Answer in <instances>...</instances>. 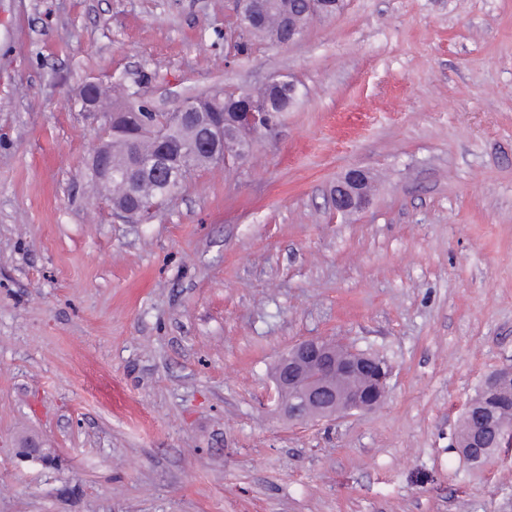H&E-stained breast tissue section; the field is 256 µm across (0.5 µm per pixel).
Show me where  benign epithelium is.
<instances>
[{"label": "benign epithelium", "instance_id": "7a95c632", "mask_svg": "<svg viewBox=\"0 0 512 512\" xmlns=\"http://www.w3.org/2000/svg\"><path fill=\"white\" fill-rule=\"evenodd\" d=\"M239 30L224 31V41L235 40L238 31L249 27H261L269 20V10L265 0H236ZM334 4L312 3L302 13V17L313 19L329 18ZM198 104L193 98L179 103V111L166 113V124L156 127L159 135L166 136L167 125L175 127L195 122ZM82 111L103 119L102 127L107 130L94 148L90 158V169L97 178L112 182V149L108 144L112 135L119 134L126 138L134 136L132 132L123 131L120 120L123 113L103 112L99 102L89 96L82 99ZM273 123L268 102L254 97L245 91L241 96L239 111L233 113L228 124L220 121L205 128L195 140L197 150L214 154H224V140L231 136L242 141V149L233 155L239 161L250 153L252 137L258 133L271 131ZM129 175L135 177H157L173 173L171 156L160 153L151 162L142 164L133 159L129 163ZM370 172L362 167L348 168L332 188V205L336 215L342 217L364 211L371 199ZM346 372L361 373L365 376L366 388L357 389L345 386L338 377ZM391 370L382 360L357 351L340 359L337 354V342L323 338H308L294 344L289 353L277 361L272 380L277 394L280 413L293 421L335 419L351 411H367L378 404V395L386 392ZM512 380V364H504L492 371L484 380V388L493 389L502 382ZM296 391V398L288 400V390ZM493 435L494 447H512V430L501 431L490 419L481 420L473 433L469 446L475 448L481 444L487 434Z\"/></svg>", "mask_w": 512, "mask_h": 512}]
</instances>
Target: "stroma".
Returning <instances> with one entry per match:
<instances>
[{"label":"stroma","mask_w":512,"mask_h":512,"mask_svg":"<svg viewBox=\"0 0 512 512\" xmlns=\"http://www.w3.org/2000/svg\"><path fill=\"white\" fill-rule=\"evenodd\" d=\"M233 0H0V512H512L461 414L512 361V0H344L226 46ZM294 80L243 163L143 224L88 189L80 88L168 112ZM367 169L372 204L331 189ZM336 337L386 399L289 424L273 366ZM266 87H272V88H281L286 87L288 89V95L291 97L296 96L299 93V88L297 84L294 81L291 80H284L279 78H273L269 80L266 83ZM263 88L260 92H258L255 96L257 97H269L272 98L277 105L276 111H274L273 122L275 123L280 115L281 112H288L297 102L296 99L291 98L290 102L288 101V97L285 95H282L278 92H275L274 90H271L269 88ZM370 172L362 167L348 168L332 188V205L336 216L364 211L371 199Z\"/></svg>","instance_id":"stroma-1"}]
</instances>
